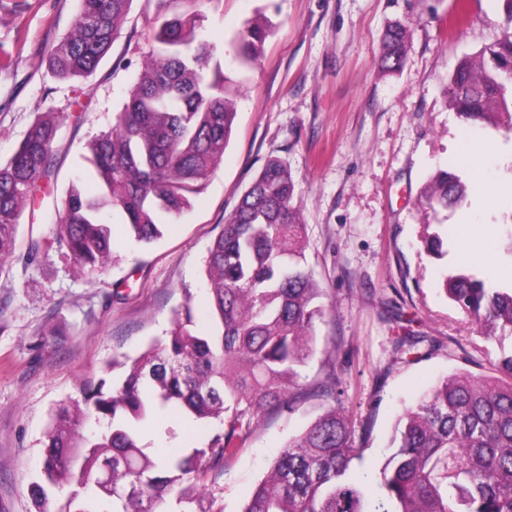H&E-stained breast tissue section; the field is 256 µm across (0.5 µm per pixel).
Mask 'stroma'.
<instances>
[{"instance_id":"stroma-1","label":"stroma","mask_w":512,"mask_h":512,"mask_svg":"<svg viewBox=\"0 0 512 512\" xmlns=\"http://www.w3.org/2000/svg\"><path fill=\"white\" fill-rule=\"evenodd\" d=\"M78 0H0V161H7L44 112L59 115L57 175L26 207L17 234L25 250L32 226L54 223L69 184H93L89 140L108 130L149 49L152 0H132L109 54L88 78L57 77L46 56L65 37ZM269 21L259 58L238 78L236 118L224 159L190 210L144 246L129 238L119 213L111 224L113 259L94 277L50 256L43 265L13 262L0 271V512H35L29 495L40 480L52 413L109 377L113 358L137 356L166 336L184 307L197 329L213 328L204 265L225 219L268 159L289 167L306 224V266L325 291L316 322V352L299 370L294 399L267 411L226 472L210 484L217 512H240L255 484L289 439L330 404L344 406L364 450L361 469L390 453L405 407L458 369L488 372L477 325L442 290L437 260L422 245L426 231H453L456 212L420 203L430 175L455 160L470 133L448 105V78L458 60L502 36L501 0H221L208 8L202 38L225 59L246 23ZM408 26L401 65L383 70L386 30ZM497 151L481 177L493 207L468 196L474 224L494 225L496 271L480 278L507 288L512 269V129L484 132ZM161 427L177 432L158 436ZM211 428L164 412L145 429L148 448L200 446Z\"/></svg>"}]
</instances>
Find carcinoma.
<instances>
[{"label":"carcinoma","mask_w":512,"mask_h":512,"mask_svg":"<svg viewBox=\"0 0 512 512\" xmlns=\"http://www.w3.org/2000/svg\"><path fill=\"white\" fill-rule=\"evenodd\" d=\"M132 0H79L71 31L49 53L62 79L91 75L110 51ZM155 13L144 65L111 129L88 143L99 190L68 189L53 224L30 235L23 263L55 254L81 275L112 260L106 209L120 212L140 244L191 208L224 158L236 116L217 48L199 34L204 9L221 0H152ZM267 28L246 24L235 58L260 52ZM409 44L400 24L386 35L381 66H399ZM448 103L467 125L512 126V34L459 61ZM59 119L39 116L18 150L0 163V269L12 257L20 217L39 185L55 177ZM466 186L438 169L420 202L438 213L458 207ZM305 224L288 165L269 159L212 242L205 272L215 319L201 336L190 308L163 340L135 357L112 360L124 375L101 379L85 407L59 408L43 448L37 512H161L176 494L178 512H214L210 474L222 468L263 413L288 402L298 368L315 353L314 324L324 315L323 288L305 268ZM447 297L480 327L487 342L512 333V290L459 271L443 278ZM501 376L460 369L439 381L400 417L394 451L375 473L361 460L344 407L330 406L289 439L241 512H512V350L491 361ZM176 408L222 430L190 453L149 455L140 425ZM106 423L94 438L81 429ZM66 489L62 497L54 492Z\"/></svg>","instance_id":"obj_1"}]
</instances>
